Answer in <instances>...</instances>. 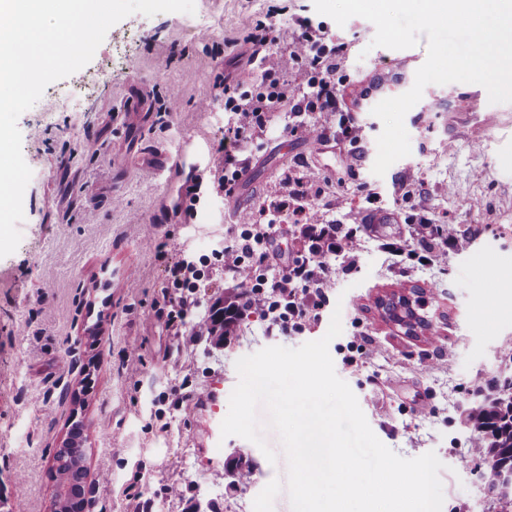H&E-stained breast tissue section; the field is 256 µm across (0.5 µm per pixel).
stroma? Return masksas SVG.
I'll list each match as a JSON object with an SVG mask.
<instances>
[{"label":"stroma","mask_w":512,"mask_h":512,"mask_svg":"<svg viewBox=\"0 0 512 512\" xmlns=\"http://www.w3.org/2000/svg\"><path fill=\"white\" fill-rule=\"evenodd\" d=\"M260 20L291 32L306 20L342 44L347 80L338 109L312 115L314 137L284 132L273 117L245 151L232 197L205 195L195 217L176 213L189 176L206 169L233 126L217 81L250 78L246 37ZM374 34L361 17L337 25L313 0H195L191 14L137 13L21 114L32 178L20 244L0 258V512H50L54 454L77 420L88 426L92 512H134L138 491L151 498L152 512L208 504L253 512L262 489L286 477L287 461L268 427L262 435L276 462L238 436L212 446L209 429L226 417L239 380L235 363L268 346L320 339L336 311L342 332L329 352L375 435L406 458L436 453L442 512H502L482 484L464 416L488 379L512 373L499 353L512 339V285L487 288L477 271L482 264L512 271V103L499 104L498 124L476 137L449 110L466 84L427 86L423 111L404 119L410 155L377 176L383 124L351 111V94L381 75L395 97L414 74L399 67L398 51L372 47ZM67 90L81 97V111L60 106ZM291 177L323 189L320 222L347 231L372 211L393 222L358 233L352 269L332 272L319 320L300 332L270 333L250 316L223 345L198 335L197 319L239 290L219 271L197 289L180 332L169 330L157 309L173 268L229 243L242 214L278 204ZM422 224L456 225L473 243L431 266L393 255L419 242ZM159 242L167 245L162 259ZM402 294L437 325L439 342L406 332L384 312L382 301ZM353 341L367 355L350 365ZM218 381L224 396L205 405ZM233 463L249 469L247 481L225 478ZM170 486L177 494H167Z\"/></svg>","instance_id":"1"}]
</instances>
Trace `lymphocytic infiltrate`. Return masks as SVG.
I'll return each mask as SVG.
<instances>
[{"label": "lymphocytic infiltrate", "instance_id": "lymphocytic-infiltrate-1", "mask_svg": "<svg viewBox=\"0 0 512 512\" xmlns=\"http://www.w3.org/2000/svg\"><path fill=\"white\" fill-rule=\"evenodd\" d=\"M247 41L252 46L251 63L258 76L225 84L224 109L234 115L235 126L216 149L220 168L210 176H196L188 186L183 200L186 215L194 214L202 186H209L216 194L233 193L245 166L241 145L260 137L272 113H282L285 128L295 133L308 129L309 114L336 109V60L340 50L328 44L322 28H308L289 38L274 37L268 26L260 23ZM296 64L307 75L305 84L297 85L291 80L289 69ZM282 208L293 209L297 214L309 212L297 191L289 190L279 208L263 210L261 221L242 225L231 244L212 255L183 260L173 272L171 286L178 299L165 312L168 328L177 331L185 325L195 305L196 288L206 270L215 268L223 269L225 277L242 285L230 320H240L251 312L266 321L268 329L287 333L318 318L326 300L332 260L341 254L336 247L338 235L329 224L308 227L307 250L297 252L286 266L266 265V252Z\"/></svg>", "mask_w": 512, "mask_h": 512}]
</instances>
